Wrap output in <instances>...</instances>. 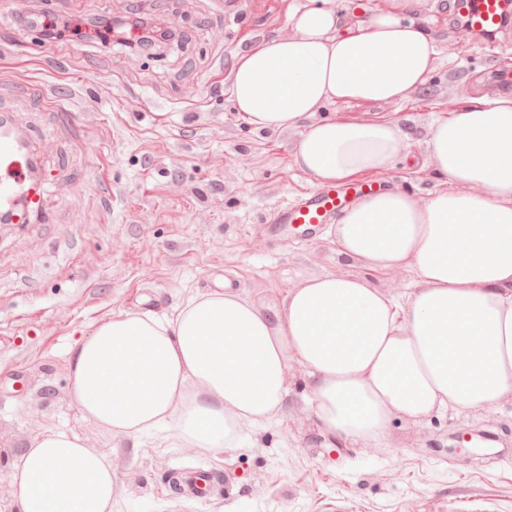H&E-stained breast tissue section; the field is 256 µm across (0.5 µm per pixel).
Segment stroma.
Segmentation results:
<instances>
[{
  "label": "stroma",
  "instance_id": "stroma-1",
  "mask_svg": "<svg viewBox=\"0 0 512 512\" xmlns=\"http://www.w3.org/2000/svg\"><path fill=\"white\" fill-rule=\"evenodd\" d=\"M236 2L228 28L219 0H142L138 16L176 35L153 53L72 33L50 44L34 24L122 14L125 0L0 6V113L38 149L48 207L44 220L0 230V512H16L20 456L59 429L107 457L112 512H512V396L486 411L395 417L373 448L326 441L298 365L276 416L233 448L109 433L72 401L70 346L124 310L168 315L227 280L270 316L290 288L328 273L396 298L418 286L412 267L394 278L340 256L332 233L312 242L292 226L268 233L276 209L319 183L294 161L302 127L253 130L231 101V74L253 45L291 36L288 12L308 0ZM448 3L416 0L410 13L434 40L425 86L399 103L313 114L394 119L404 146L378 180L419 197L450 187L428 156L432 123L495 97L490 71L512 70V26L476 37L451 21ZM478 431L492 438L476 453H449V435ZM196 467L221 482L190 500L170 475Z\"/></svg>",
  "mask_w": 512,
  "mask_h": 512
}]
</instances>
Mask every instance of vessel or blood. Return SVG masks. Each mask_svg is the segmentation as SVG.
Masks as SVG:
<instances>
[{"instance_id":"obj_1","label":"vessel or blood","mask_w":512,"mask_h":512,"mask_svg":"<svg viewBox=\"0 0 512 512\" xmlns=\"http://www.w3.org/2000/svg\"><path fill=\"white\" fill-rule=\"evenodd\" d=\"M455 5L457 18L476 30L501 25L505 16L503 0H456ZM35 177L32 154L21 152L12 137L0 136V222L29 224L44 218L42 195L33 187ZM375 191L374 184L363 181L326 186L280 207L271 222L297 224L305 234L316 235L336 213Z\"/></svg>"}]
</instances>
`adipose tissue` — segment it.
Instances as JSON below:
<instances>
[{
    "instance_id": "obj_1",
    "label": "adipose tissue",
    "mask_w": 512,
    "mask_h": 512,
    "mask_svg": "<svg viewBox=\"0 0 512 512\" xmlns=\"http://www.w3.org/2000/svg\"><path fill=\"white\" fill-rule=\"evenodd\" d=\"M409 2L352 24L312 0L293 9L291 37L239 56L236 111L277 131L339 101H402L427 83L435 56L429 33L404 17ZM402 147L391 119L327 117L308 125L295 162L342 182L386 172ZM428 150L450 190L423 199L386 189L334 228L337 252L370 270L414 268L419 286L405 302L326 274L292 288L275 320L227 288L169 316L121 312L69 351L82 414L110 433L166 429L191 448H230L275 416L297 364L325 433L368 448L394 415L416 422L512 395V97L436 122ZM14 482L17 512H112L110 464L64 430L22 455Z\"/></svg>"
}]
</instances>
